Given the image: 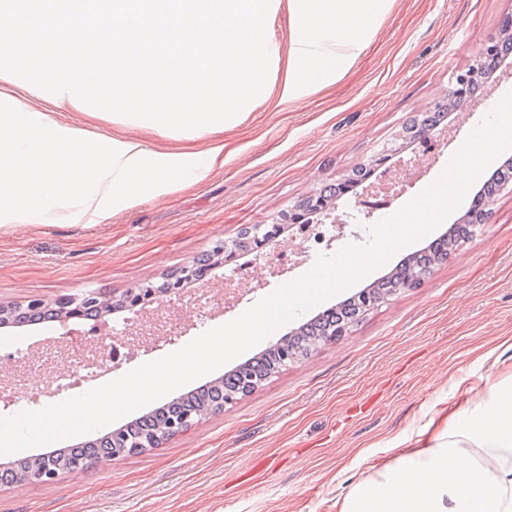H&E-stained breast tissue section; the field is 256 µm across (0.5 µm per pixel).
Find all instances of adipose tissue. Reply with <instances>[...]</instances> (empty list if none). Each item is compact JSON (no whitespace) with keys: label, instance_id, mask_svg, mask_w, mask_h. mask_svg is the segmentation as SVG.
<instances>
[{"label":"adipose tissue","instance_id":"adipose-tissue-1","mask_svg":"<svg viewBox=\"0 0 512 512\" xmlns=\"http://www.w3.org/2000/svg\"><path fill=\"white\" fill-rule=\"evenodd\" d=\"M396 0H0V226L104 224L224 167L225 129L301 109L366 52ZM288 28L275 32L280 14ZM93 104L197 150L94 136L29 107ZM454 400L337 512H512V377Z\"/></svg>","mask_w":512,"mask_h":512}]
</instances>
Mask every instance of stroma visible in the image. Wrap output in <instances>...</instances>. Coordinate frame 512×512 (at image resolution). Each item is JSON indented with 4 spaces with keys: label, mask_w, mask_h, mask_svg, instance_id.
<instances>
[{
    "label": "stroma",
    "mask_w": 512,
    "mask_h": 512,
    "mask_svg": "<svg viewBox=\"0 0 512 512\" xmlns=\"http://www.w3.org/2000/svg\"><path fill=\"white\" fill-rule=\"evenodd\" d=\"M510 15L512 0H396L366 53L303 111L270 103L226 130L224 168L208 181L143 201L105 224L0 227V302L38 299L52 309L89 291L118 295L160 285L241 227L274 223L382 154L389 160L371 183L390 178L389 209L398 211L436 180L475 119L512 91V63L504 61L462 111L444 119L453 143L435 133L437 147L425 154L419 141L402 139L406 122L445 100L482 45L500 39ZM66 119L96 135L124 131L150 148L188 145L121 125L101 108H73ZM366 194L358 186L324 219L344 225L345 242H365L370 222L380 219L359 205ZM281 240L288 258L262 281L252 279L245 255L240 266L220 268L223 289L187 284L174 304L183 336L151 341L135 360L102 373L101 383L182 348L309 270L318 248L292 230ZM156 309L150 301L137 315L0 327V384L28 383L45 349H91L96 329H135ZM492 349L498 361L486 359ZM511 374L512 186L472 240L340 340L161 447L60 474L48 486L0 484V512H336L337 495L371 473L362 451L394 460V439L417 430L448 399L453 379H467L482 394Z\"/></svg>",
    "instance_id": "1"
}]
</instances>
